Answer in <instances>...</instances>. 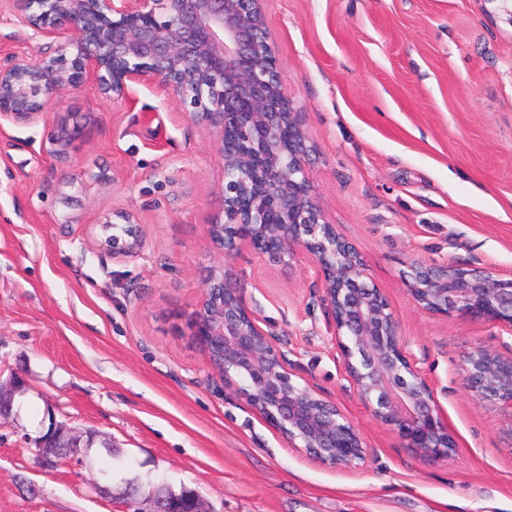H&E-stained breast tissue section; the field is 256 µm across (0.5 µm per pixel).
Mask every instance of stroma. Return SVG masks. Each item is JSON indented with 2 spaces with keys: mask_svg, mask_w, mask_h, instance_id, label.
Segmentation results:
<instances>
[{
  "mask_svg": "<svg viewBox=\"0 0 512 512\" xmlns=\"http://www.w3.org/2000/svg\"><path fill=\"white\" fill-rule=\"evenodd\" d=\"M285 93L309 148L312 193L360 255L448 416L455 448H402L355 394L331 334L316 263L233 261L245 302L295 381L359 430L364 467L338 472L288 447L224 382L193 334L203 282L224 264V158L155 82L122 96L93 80L37 122L0 125V378L26 382L0 425V512H123L117 489L32 443L52 412L95 435L115 477L185 488L206 512H512V409L473 398L464 355L512 354V335L420 308L417 262L512 272V24L498 0H265ZM70 36L28 27L0 0V50L55 57ZM134 212L144 245L94 240Z\"/></svg>",
  "mask_w": 512,
  "mask_h": 512,
  "instance_id": "1",
  "label": "stroma"
}]
</instances>
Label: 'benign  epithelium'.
<instances>
[{
  "label": "benign epithelium",
  "instance_id": "7a95c632",
  "mask_svg": "<svg viewBox=\"0 0 512 512\" xmlns=\"http://www.w3.org/2000/svg\"><path fill=\"white\" fill-rule=\"evenodd\" d=\"M24 21L50 37L65 23L74 48L70 59L0 57V122L37 121L61 94L92 77L101 93L125 94L131 84L161 82L192 119L220 132L224 156L223 220L208 235L224 252V267L206 279L193 335L224 377V390L245 396L255 414L288 446L336 470H353L368 456L362 437L333 402L292 379L272 333L246 306L233 259L245 247L272 266L299 252L317 263L332 336L364 407L402 447L429 462L453 447L448 416L406 350L388 303L365 280L357 253L336 234L311 193L307 146L285 95L264 0H20ZM99 225L98 245L117 256L143 247L132 212ZM122 221L123 236L110 234ZM410 294L425 310L467 318L512 333V275L451 263L412 267ZM463 384L476 399L512 408V356L482 346L463 359ZM14 397L0 390V425L13 420ZM50 442L98 468L92 444L79 445L51 425ZM150 509L183 512L171 496L148 497Z\"/></svg>",
  "mask_w": 512,
  "mask_h": 512
}]
</instances>
